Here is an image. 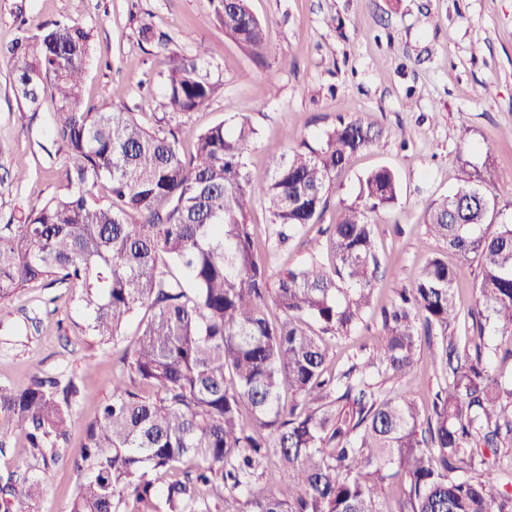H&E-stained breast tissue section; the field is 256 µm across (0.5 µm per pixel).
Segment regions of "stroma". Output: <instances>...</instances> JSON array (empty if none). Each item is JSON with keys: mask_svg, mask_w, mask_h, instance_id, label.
<instances>
[{"mask_svg": "<svg viewBox=\"0 0 512 512\" xmlns=\"http://www.w3.org/2000/svg\"><path fill=\"white\" fill-rule=\"evenodd\" d=\"M249 7L266 35L258 60L225 35L211 0H0V46L18 36V16L35 25L79 19L92 33L87 108L118 106L149 126L161 110L164 65L156 46L141 41V25L150 24L171 52L187 54L204 41L212 51L210 76L224 90L207 111L181 118L180 140L191 148L209 126L246 117L257 132L248 157L257 170L300 142L320 148L342 117L379 130L376 144L340 176L319 223L281 245L263 203L250 215L270 279L314 255L329 265L331 226L342 205L356 202L360 178L379 167L396 175V201L369 215L385 271L374 290L375 313L351 336L328 343V367L341 371L372 356L382 340L378 309L444 253L426 226L431 201L470 182L498 195L497 223H512V0H249ZM12 70L0 58V142L7 147L0 154V224L23 223L34 205L67 191L58 176L61 158L51 152L50 113L30 112L16 98ZM18 170L26 172L24 182L13 180ZM478 280L476 263H466L457 287L464 314L454 326L463 348L479 341L466 314ZM83 324L71 291L44 282L18 292L0 314L1 384L62 372L87 392L74 410L67 463L37 470L44 495L36 512H64L79 479L70 461L136 340L131 324L116 343L102 346ZM430 354L422 346L413 381L381 380L379 390L428 411L432 394L446 384Z\"/></svg>", "mask_w": 512, "mask_h": 512, "instance_id": "35a3bbf8", "label": "stroma"}]
</instances>
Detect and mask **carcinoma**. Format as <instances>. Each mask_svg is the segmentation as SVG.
I'll return each instance as SVG.
<instances>
[{
    "label": "carcinoma",
    "instance_id": "1",
    "mask_svg": "<svg viewBox=\"0 0 512 512\" xmlns=\"http://www.w3.org/2000/svg\"><path fill=\"white\" fill-rule=\"evenodd\" d=\"M212 2L224 33L261 56L264 30L248 0ZM91 52V30L77 20L25 28L0 51L13 62L15 96L33 113L50 105L68 189L24 223L0 224V306L48 279L74 293L100 344L148 312L85 429L66 512H211L203 492L214 488L224 490V512H512V493L479 474L481 448L512 444V382L488 364L495 337L512 341V224L484 229L497 195L465 183L433 201L427 218L448 252L477 261L470 315L494 338L471 354L448 334L460 317V270L441 254L382 308L375 356L337 374L324 337L350 335L371 308L380 259L369 214L396 200L395 174L381 167L361 180L358 202L334 224L333 265L313 256L274 289L248 216L263 200L281 244L317 223L338 175L379 133L341 119L320 148L303 143L272 169L253 170L247 119L205 129L189 151L172 125L223 87L205 73L204 42L164 56L163 112L150 128L117 107H84ZM271 292L277 319L267 311ZM435 331L432 361L449 384L423 422L413 401L381 395L372 379L411 378L419 342ZM80 393L74 378L41 372L20 388L0 384V448L19 428L20 454L66 462L61 442ZM272 455L279 483L259 491ZM168 473L175 478L162 481ZM398 477L403 497L392 511L381 491ZM41 492L33 475L0 472V512H33Z\"/></svg>",
    "mask_w": 512,
    "mask_h": 512
}]
</instances>
